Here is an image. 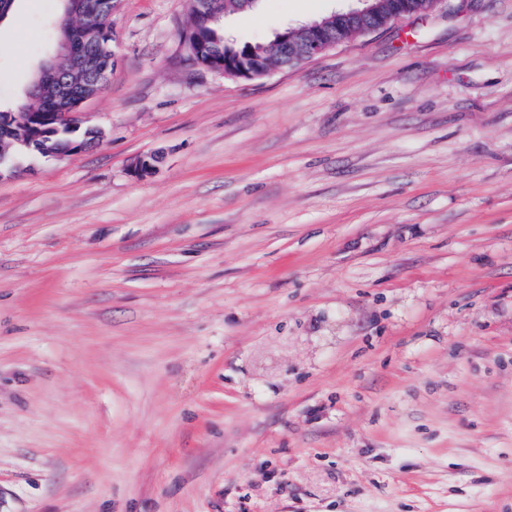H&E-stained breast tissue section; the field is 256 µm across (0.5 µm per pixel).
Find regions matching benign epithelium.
Instances as JSON below:
<instances>
[{"mask_svg": "<svg viewBox=\"0 0 512 512\" xmlns=\"http://www.w3.org/2000/svg\"><path fill=\"white\" fill-rule=\"evenodd\" d=\"M389 2V20L404 15L398 0H361L363 7L347 12L332 13L320 20H314L303 26L305 37L299 44V59L304 61L320 55L338 44L332 32L336 31L337 23L346 21L349 15L358 14L365 19L377 17L381 13V5ZM67 10L59 23L63 33L60 41L62 50L57 55L68 63L67 76L60 80V97L72 103L69 112H2L0 127L10 124V129L19 133L18 144L22 150L12 154L0 152V171L17 170L24 163L36 157L59 159L82 153L104 138V132L92 129L94 140L70 141L62 144L54 140L52 131L69 130L78 132L84 125L83 106L94 99L96 94H86L85 89L95 84L104 85L109 79L108 68H100L93 57L87 52L89 45H100L104 52L108 48L112 35L100 26L101 15L115 7L114 0H65ZM215 15L211 10V0H204L199 7L196 18L189 32L197 35L191 46L190 57L198 66L222 74L225 77L252 79L263 76L268 71L267 63L262 58L232 57L222 59L214 57L206 42L198 37L200 31L213 22ZM162 156L150 153L139 156L131 167L132 174L137 178L148 177L156 171Z\"/></svg>", "mask_w": 512, "mask_h": 512, "instance_id": "benign-epithelium-1", "label": "benign epithelium"}]
</instances>
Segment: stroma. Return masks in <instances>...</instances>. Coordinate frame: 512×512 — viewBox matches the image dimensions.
<instances>
[{
	"instance_id": "obj_1",
	"label": "stroma",
	"mask_w": 512,
	"mask_h": 512,
	"mask_svg": "<svg viewBox=\"0 0 512 512\" xmlns=\"http://www.w3.org/2000/svg\"><path fill=\"white\" fill-rule=\"evenodd\" d=\"M63 9L0 21V111ZM190 13L119 0L103 142L0 173V512H512V0L256 79Z\"/></svg>"
}]
</instances>
